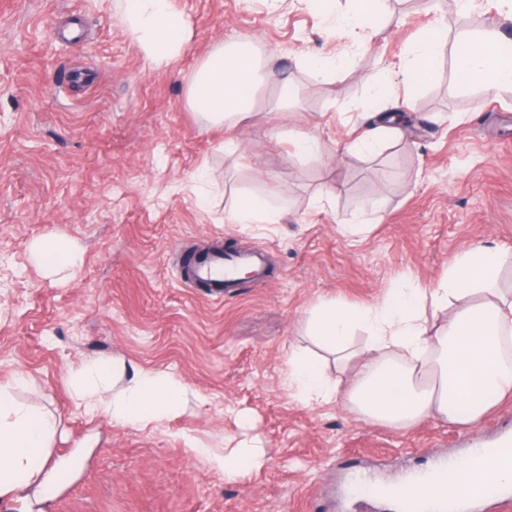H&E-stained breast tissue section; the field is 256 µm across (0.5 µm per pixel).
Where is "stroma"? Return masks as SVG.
<instances>
[{
    "instance_id": "1",
    "label": "stroma",
    "mask_w": 512,
    "mask_h": 512,
    "mask_svg": "<svg viewBox=\"0 0 512 512\" xmlns=\"http://www.w3.org/2000/svg\"><path fill=\"white\" fill-rule=\"evenodd\" d=\"M124 0H0V386L59 421L52 463L82 457L53 500L0 512H361L357 474L395 479L512 436V399L475 426L398 429L344 400L306 403L287 384L288 351L321 350L304 316L324 300L380 303L408 282L436 287L474 243L512 251V89L455 77L444 55L410 88L382 60L429 28L479 37L500 0H388L369 43L332 37L308 0H172L188 38L152 62ZM274 56L275 84L233 130L205 128L188 86L218 42ZM345 62L326 80L307 59ZM408 100L410 120L377 154L352 151L373 85ZM317 135L321 152L299 154ZM282 209L278 224H235L240 194ZM64 238L78 265L54 273L34 246ZM219 238L266 256L263 283L223 300L176 278L175 245ZM161 370L188 404L150 426L78 405L72 377L94 361ZM257 446L261 465L228 478L214 455Z\"/></svg>"
}]
</instances>
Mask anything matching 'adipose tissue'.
<instances>
[{"mask_svg": "<svg viewBox=\"0 0 512 512\" xmlns=\"http://www.w3.org/2000/svg\"><path fill=\"white\" fill-rule=\"evenodd\" d=\"M382 0H351L335 16L338 38L371 28ZM126 19L147 55L157 63L182 47L188 23L171 0H126ZM452 50L460 82L482 80L492 89L512 88V39L500 31L476 40L460 36L446 47L439 28L413 45L399 69L406 85L433 74L445 50ZM276 78L282 98H291L289 78L275 77L269 61L236 45L216 43L188 88L189 106L209 127L250 115L260 81ZM512 253L478 244L455 255L437 287L410 284L391 289L379 304L343 306L324 301L310 309L311 336L337 360L356 361L348 384L330 381L319 360L298 355L288 381L304 401L343 398L370 417L396 428L426 419L465 428L502 397L512 394V294L495 285ZM448 310V322L429 331L419 319L424 302ZM366 333L361 354L352 351L355 328ZM77 398L104 405L113 422L149 425L177 415L188 398L185 384L162 371L127 374L101 362L82 368L74 380ZM58 432L54 415L34 410L0 388V499L19 488L48 482L54 472L50 448Z\"/></svg>", "mask_w": 512, "mask_h": 512, "instance_id": "adipose-tissue-1", "label": "adipose tissue"}]
</instances>
